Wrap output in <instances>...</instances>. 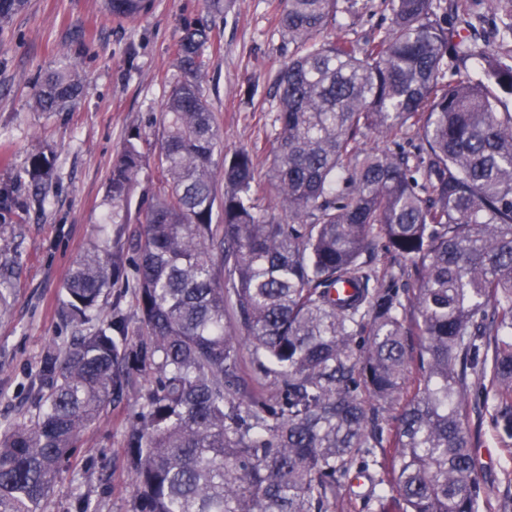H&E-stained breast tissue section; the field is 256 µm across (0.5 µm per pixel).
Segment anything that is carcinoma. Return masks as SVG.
Here are the masks:
<instances>
[{
    "mask_svg": "<svg viewBox=\"0 0 512 512\" xmlns=\"http://www.w3.org/2000/svg\"><path fill=\"white\" fill-rule=\"evenodd\" d=\"M281 2L288 62L274 82L279 130L263 190L285 218L258 210L251 151L215 159L222 134L201 87L209 30L186 25L156 175L132 207L149 156L130 129L100 235L66 279V317L96 325L47 346L29 381L35 414L0 423V512H44L83 432L135 369L150 389L124 436L132 512H332L353 474L385 512L375 494L385 419L366 404L401 397L412 331L423 380L399 417L398 512H480L487 500L468 407L480 401L512 432V112L500 96L512 94V65L484 55L481 77L446 78L467 35L435 0H390L389 27L362 46L321 37L356 0ZM26 5L0 0V23ZM151 7L105 0L129 20ZM82 91L64 62L35 83L33 103L60 112ZM411 127L415 163L359 147ZM52 170L37 154L26 173L37 188ZM17 209L0 189V219ZM381 239L411 260L416 289L361 261ZM17 266L0 262L1 307ZM118 284L136 296L134 345L124 316L106 310ZM230 320L256 373L273 377L272 398L240 376Z\"/></svg>",
    "mask_w": 512,
    "mask_h": 512,
    "instance_id": "obj_1",
    "label": "carcinoma"
}]
</instances>
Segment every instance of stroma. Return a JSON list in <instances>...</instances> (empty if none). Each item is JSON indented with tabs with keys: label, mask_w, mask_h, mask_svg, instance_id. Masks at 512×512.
<instances>
[{
	"label": "stroma",
	"mask_w": 512,
	"mask_h": 512,
	"mask_svg": "<svg viewBox=\"0 0 512 512\" xmlns=\"http://www.w3.org/2000/svg\"><path fill=\"white\" fill-rule=\"evenodd\" d=\"M281 0H224V12L208 14L204 0H154L139 19L109 14L103 0H29L0 25V189L17 188L27 206L22 259L6 311H0V418L12 419L31 403L28 380L44 348L76 335L62 315L68 270L96 236L106 204L112 160L128 130L139 129L150 157L159 151L162 107L179 71L175 48L186 23L211 29L202 87L223 136L222 151L246 148L259 181L270 171L277 126L274 78L288 59L279 24ZM449 25L471 23L475 50L512 61V38L502 36V11L492 0H440ZM339 35L364 45L387 28L390 0H357L340 16ZM78 63L81 96L63 112L31 105L39 75L62 57ZM55 157L52 179L41 192L25 184L33 155ZM135 388L102 413L82 437V451L67 466L44 512H75L85 496L98 512H131L132 475L124 433L139 409ZM474 452L491 484L502 479L505 435L488 420L470 418Z\"/></svg>",
	"instance_id": "obj_1"
}]
</instances>
